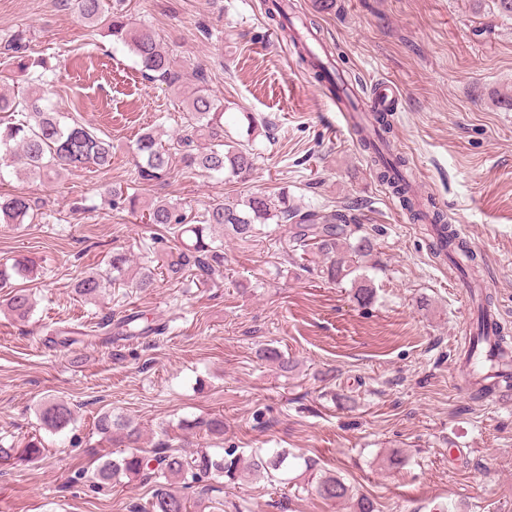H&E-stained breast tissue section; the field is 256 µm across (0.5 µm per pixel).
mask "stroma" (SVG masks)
<instances>
[{
	"instance_id": "stroma-1",
	"label": "stroma",
	"mask_w": 512,
	"mask_h": 512,
	"mask_svg": "<svg viewBox=\"0 0 512 512\" xmlns=\"http://www.w3.org/2000/svg\"><path fill=\"white\" fill-rule=\"evenodd\" d=\"M339 59L360 97L381 79L402 100L395 148L421 194L466 236L512 343V16L497 0H293ZM157 31L181 70L202 68L224 100V127L246 136L254 170L228 183L174 170L142 196L180 200L188 213L240 192H287L307 209L351 206L373 243L361 272L374 296L359 304L353 278L331 283L324 259L294 251L289 227L263 226L224 241V277L158 279L142 292L110 283L96 299L74 291L82 272L110 271L113 251L155 265L173 245L159 225L111 209L103 194L131 187L133 145L153 127L182 130L178 89L146 80L122 44L86 28L61 0H0V43L31 34V55L54 72L62 112L112 140L111 167L58 181L0 170L1 193L43 202L42 219L0 224V265L24 255L35 307L21 321L0 312V444L41 439L44 459L0 464V512H132L153 483L120 478L93 489L91 449L107 444L99 413L128 416L154 447L180 421L224 417V449H285L340 475L379 512H512V386L488 395L459 385L465 338L478 311L459 263L436 255L426 225L409 221L372 169L325 84L265 16V0H127ZM132 311L159 335L113 340L108 324ZM293 361L282 370L262 351ZM75 421L52 434L35 408L46 395ZM196 512H353L319 498L303 479L209 481L187 489Z\"/></svg>"
}]
</instances>
